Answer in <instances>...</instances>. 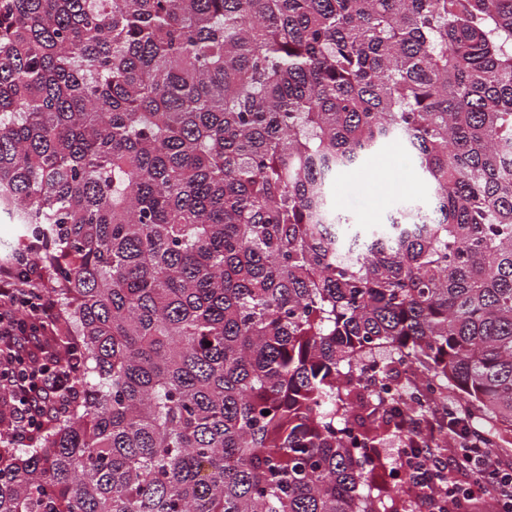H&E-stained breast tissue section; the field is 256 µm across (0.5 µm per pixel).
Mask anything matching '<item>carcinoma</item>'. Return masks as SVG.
<instances>
[{"label": "carcinoma", "mask_w": 512, "mask_h": 512, "mask_svg": "<svg viewBox=\"0 0 512 512\" xmlns=\"http://www.w3.org/2000/svg\"><path fill=\"white\" fill-rule=\"evenodd\" d=\"M0 214L75 368L0 512H408L406 418L512 440V0H0ZM357 173L362 174L361 181L356 180ZM420 191L414 170L398 142L389 143L363 169L339 175L333 187L337 207L349 214L355 224H382L390 212Z\"/></svg>", "instance_id": "1"}]
</instances>
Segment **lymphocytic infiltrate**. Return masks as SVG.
Instances as JSON below:
<instances>
[{
	"instance_id": "obj_1",
	"label": "lymphocytic infiltrate",
	"mask_w": 512,
	"mask_h": 512,
	"mask_svg": "<svg viewBox=\"0 0 512 512\" xmlns=\"http://www.w3.org/2000/svg\"><path fill=\"white\" fill-rule=\"evenodd\" d=\"M59 319L57 302L42 287L38 269L0 263V354L7 361L0 367V388L12 397L0 409V422L15 440L35 432L44 415V401L72 373L62 360L43 357L42 339ZM408 427L424 436L428 446L418 452L399 446L400 469L411 477L412 497L426 504L428 512H456L467 503L488 500L497 512H512V463L487 450L484 433L462 423L449 440L454 454L446 460L429 446L437 433L432 418L410 421ZM441 470L448 473L446 492L427 493L434 474Z\"/></svg>"
}]
</instances>
